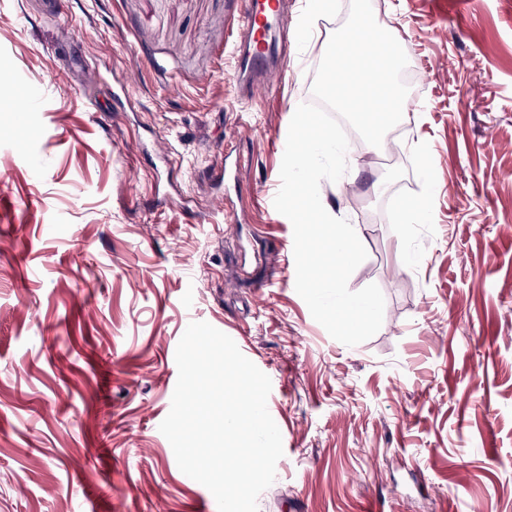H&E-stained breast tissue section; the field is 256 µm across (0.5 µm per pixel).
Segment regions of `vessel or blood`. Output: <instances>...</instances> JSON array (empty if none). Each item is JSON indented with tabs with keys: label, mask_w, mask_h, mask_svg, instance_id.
Segmentation results:
<instances>
[{
	"label": "vessel or blood",
	"mask_w": 512,
	"mask_h": 512,
	"mask_svg": "<svg viewBox=\"0 0 512 512\" xmlns=\"http://www.w3.org/2000/svg\"><path fill=\"white\" fill-rule=\"evenodd\" d=\"M280 14V0H245L238 31L241 40L237 49L258 87L280 81L282 65L274 60V44L270 35L273 22Z\"/></svg>",
	"instance_id": "1"
}]
</instances>
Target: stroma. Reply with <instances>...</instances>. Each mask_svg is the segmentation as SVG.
I'll return each instance as SVG.
<instances>
[{"mask_svg":"<svg viewBox=\"0 0 512 512\" xmlns=\"http://www.w3.org/2000/svg\"><path fill=\"white\" fill-rule=\"evenodd\" d=\"M286 3L282 86L248 99L239 0H0V512H218L159 430L193 322L271 380L258 512H512V0H371L415 108L403 157L320 185L367 251L350 290L385 299L354 347L273 205L350 0L311 28Z\"/></svg>","mask_w":512,"mask_h":512,"instance_id":"35a3bbf8","label":"stroma"}]
</instances>
